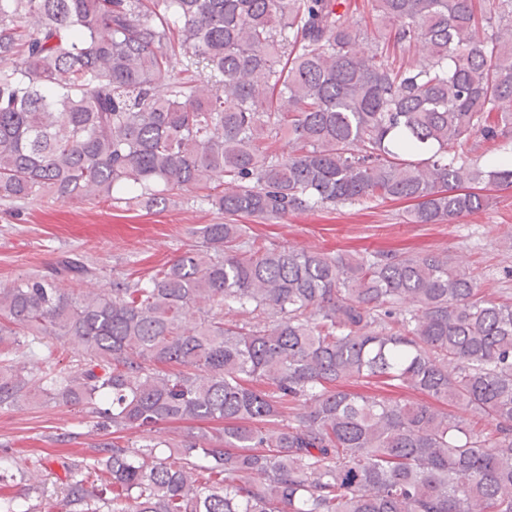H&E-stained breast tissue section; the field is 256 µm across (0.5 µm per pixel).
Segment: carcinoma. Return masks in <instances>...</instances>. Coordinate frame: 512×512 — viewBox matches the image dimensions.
<instances>
[{
    "mask_svg": "<svg viewBox=\"0 0 512 512\" xmlns=\"http://www.w3.org/2000/svg\"><path fill=\"white\" fill-rule=\"evenodd\" d=\"M371 12L370 37L349 0H0V199L132 186L129 205L201 191L263 221L484 211L485 187L512 189V156L470 158L512 139V0ZM201 234L143 284L69 292L94 275L72 255L0 288V408L33 392L10 347L51 337L82 360L42 372L43 396L115 434L199 424L57 459L66 512H512V302L447 252ZM44 497L26 483L0 512ZM512 154V141L504 140L497 142H480L476 151L471 155L473 159H478L480 164H484L490 158L510 156Z\"/></svg>",
    "mask_w": 512,
    "mask_h": 512,
    "instance_id": "1",
    "label": "carcinoma"
}]
</instances>
